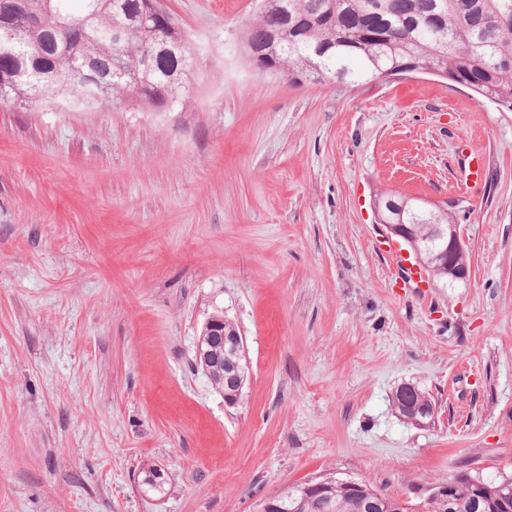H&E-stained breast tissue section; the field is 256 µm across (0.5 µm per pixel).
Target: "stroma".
Here are the masks:
<instances>
[{"label":"stroma","instance_id":"stroma-1","mask_svg":"<svg viewBox=\"0 0 512 512\" xmlns=\"http://www.w3.org/2000/svg\"><path fill=\"white\" fill-rule=\"evenodd\" d=\"M163 4L196 58L183 105L0 103V512H261L319 476L419 500L512 475V112L419 73L297 84L243 52L255 0ZM385 192L448 209L467 283L396 286ZM217 309L250 367L233 406L195 363ZM404 382L434 424L392 411ZM146 459L163 499L137 489ZM400 385L391 392L390 396L392 410L400 419L407 423L416 425L410 420V418L414 416L410 410L411 407H416L418 409H431L434 407L436 410V404L428 392L420 389L413 383L411 384L412 387H408L402 391Z\"/></svg>","mask_w":512,"mask_h":512}]
</instances>
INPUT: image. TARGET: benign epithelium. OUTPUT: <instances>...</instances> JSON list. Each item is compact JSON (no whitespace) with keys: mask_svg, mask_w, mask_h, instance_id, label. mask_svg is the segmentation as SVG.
Here are the masks:
<instances>
[{"mask_svg":"<svg viewBox=\"0 0 512 512\" xmlns=\"http://www.w3.org/2000/svg\"><path fill=\"white\" fill-rule=\"evenodd\" d=\"M388 232L409 246L418 263L424 262V238L416 234L412 225L405 223L404 210H395L385 216L377 214ZM427 237L437 244L434 260L442 261L448 273V281L468 280L470 269L465 267L466 256L464 233L458 224H431ZM201 335L207 340L198 342L195 361L203 370H220L224 374V401L233 405L237 402L242 386L241 373L247 366L244 339L238 330H226L224 322L214 318L206 320ZM227 348L228 356L214 352L215 348Z\"/></svg>","mask_w":512,"mask_h":512,"instance_id":"obj_1","label":"benign epithelium"}]
</instances>
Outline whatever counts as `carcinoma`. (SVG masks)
<instances>
[{
    "mask_svg": "<svg viewBox=\"0 0 512 512\" xmlns=\"http://www.w3.org/2000/svg\"><path fill=\"white\" fill-rule=\"evenodd\" d=\"M71 0H0L9 19L10 45L23 52L19 58L0 57V103L19 109L42 105L65 106L74 112L108 110L117 101L151 112L184 102L190 95V53L161 51L164 42L185 41L170 13L155 17L152 29L130 28L122 37L118 27L151 9L152 0H80L81 11L70 9ZM288 19L304 18L305 30H288L267 59L254 61L293 82L317 84L352 80H381L402 75L417 65L433 75L465 87L477 97L512 112V0H272L243 32L244 51L266 42L268 32ZM71 28L76 40L54 46L52 34ZM323 76L307 65L313 52ZM86 60L92 70L75 72ZM449 224L448 213L411 212L406 223L421 220ZM394 413L408 422L411 408L435 407L430 394L414 385L391 392ZM160 466H140L138 487L148 497L167 494L168 477ZM451 500L435 496L423 500L422 512H502L498 488L503 479L487 480L489 489L479 495L459 472ZM276 512H406L407 502L370 485L352 492L333 480L325 504L302 491V485L276 493Z\"/></svg>",
    "mask_w": 512,
    "mask_h": 512,
    "instance_id": "cac0c4a2",
    "label": "carcinoma"
}]
</instances>
